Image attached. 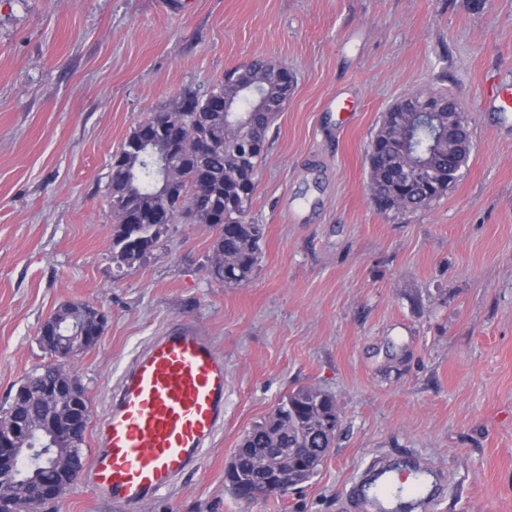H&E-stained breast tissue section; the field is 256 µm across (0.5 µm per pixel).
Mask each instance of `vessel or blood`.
I'll list each match as a JSON object with an SVG mask.
<instances>
[{
  "label": "vessel or blood",
  "mask_w": 512,
  "mask_h": 512,
  "mask_svg": "<svg viewBox=\"0 0 512 512\" xmlns=\"http://www.w3.org/2000/svg\"><path fill=\"white\" fill-rule=\"evenodd\" d=\"M224 356L197 325L168 324L126 369L100 420L94 494L139 512L198 463L224 425Z\"/></svg>",
  "instance_id": "obj_1"
}]
</instances>
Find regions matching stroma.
<instances>
[{
    "mask_svg": "<svg viewBox=\"0 0 512 512\" xmlns=\"http://www.w3.org/2000/svg\"><path fill=\"white\" fill-rule=\"evenodd\" d=\"M0 0V406L49 360L62 303L108 316L74 362L93 417L172 322L224 355V427L197 470L140 512H345L369 462L445 475L418 512H512V0ZM262 59L295 81L248 220L265 227L242 286L208 279L203 224L112 259V157L149 113ZM469 109L473 150L447 195L377 211L368 144L408 93ZM335 396L318 474L251 503L226 489L243 434L292 390Z\"/></svg>",
    "mask_w": 512,
    "mask_h": 512,
    "instance_id": "1",
    "label": "stroma"
}]
</instances>
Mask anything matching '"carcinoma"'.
<instances>
[{
	"label": "carcinoma",
	"mask_w": 512,
	"mask_h": 512,
	"mask_svg": "<svg viewBox=\"0 0 512 512\" xmlns=\"http://www.w3.org/2000/svg\"><path fill=\"white\" fill-rule=\"evenodd\" d=\"M294 83L286 69L254 60L224 73V78L205 95L183 93L167 107L150 113L134 127L119 155L110 164L108 198L116 224L112 233L113 260L132 267L149 254L171 224L185 216L194 224H206L214 232L208 277L226 286L249 282L256 270L264 242L262 224L246 223L255 191V175L265 159L269 130L277 112L247 113L251 96L244 87L262 86L282 108ZM237 103L239 111H224V100ZM405 105L394 104L384 113L376 141L396 143L400 152L376 151L371 160L372 199L377 210L411 211L428 208L448 192L441 182L420 187L412 194L393 187L395 168L433 161L448 165V129L444 121L405 119ZM250 117V142L232 138L238 121ZM161 138L169 148V190H157L155 163L140 156L138 143L146 136ZM208 140L206 153L195 142ZM49 362L26 376L21 387L38 393L51 379ZM53 397L8 404L0 410V428L21 418L29 419L55 409ZM335 397L317 386L299 387L283 397L268 418L255 424L239 442L241 448H301L310 455L330 453L340 427Z\"/></svg>",
	"instance_id": "cac0c4a2"
}]
</instances>
